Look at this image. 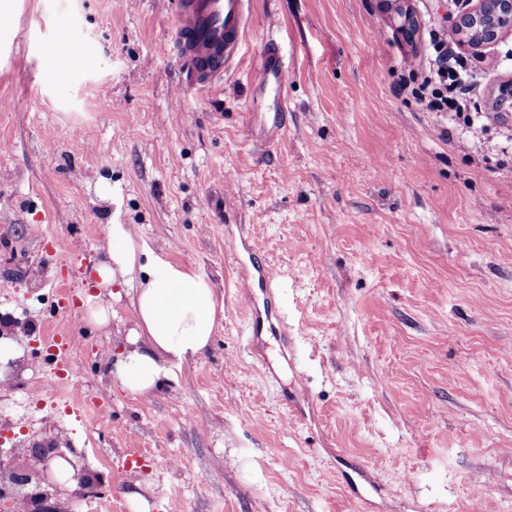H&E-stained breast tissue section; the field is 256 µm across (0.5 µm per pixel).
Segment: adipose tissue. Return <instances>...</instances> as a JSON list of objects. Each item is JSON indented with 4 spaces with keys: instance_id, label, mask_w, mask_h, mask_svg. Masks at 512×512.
Instances as JSON below:
<instances>
[{
    "instance_id": "obj_1",
    "label": "adipose tissue",
    "mask_w": 512,
    "mask_h": 512,
    "mask_svg": "<svg viewBox=\"0 0 512 512\" xmlns=\"http://www.w3.org/2000/svg\"><path fill=\"white\" fill-rule=\"evenodd\" d=\"M107 236L109 247L92 272L99 293L88 297L86 313L107 325L112 306L104 292L127 289L136 326L109 372L124 390L145 396L170 381V363L208 347L218 325V301L206 279L138 240L131 225H108Z\"/></svg>"
}]
</instances>
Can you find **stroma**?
Listing matches in <instances>:
<instances>
[{
    "mask_svg": "<svg viewBox=\"0 0 512 512\" xmlns=\"http://www.w3.org/2000/svg\"><path fill=\"white\" fill-rule=\"evenodd\" d=\"M476 4L251 0L212 95L173 51L176 0H9L0 313L21 356L0 367V450L30 470L58 449L98 485L70 481L59 507L139 512L134 490L148 512H512V117L492 115L479 153L397 90L429 31ZM270 40L288 125L264 147L250 116L276 97L250 88ZM483 52L505 62L470 95L490 113L512 31ZM113 223L224 307L146 396L107 376L128 297L107 327L83 317ZM240 259L268 261L272 289L241 292ZM56 335L75 341L64 381Z\"/></svg>",
    "mask_w": 512,
    "mask_h": 512,
    "instance_id": "obj_1",
    "label": "stroma"
}]
</instances>
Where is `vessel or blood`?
Instances as JSON below:
<instances>
[{
    "instance_id": "1",
    "label": "vessel or blood",
    "mask_w": 512,
    "mask_h": 512,
    "mask_svg": "<svg viewBox=\"0 0 512 512\" xmlns=\"http://www.w3.org/2000/svg\"><path fill=\"white\" fill-rule=\"evenodd\" d=\"M250 0H179L174 52L187 80L212 93L219 92L225 66L238 54L246 34ZM262 87L285 91V77L274 45L261 54ZM287 104L257 113L251 132L261 144H271L287 127Z\"/></svg>"
}]
</instances>
